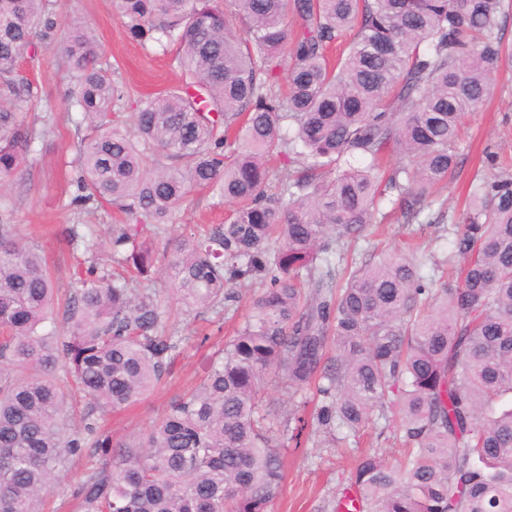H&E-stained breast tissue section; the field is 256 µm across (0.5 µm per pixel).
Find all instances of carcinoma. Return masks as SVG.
<instances>
[{"mask_svg": "<svg viewBox=\"0 0 512 512\" xmlns=\"http://www.w3.org/2000/svg\"><path fill=\"white\" fill-rule=\"evenodd\" d=\"M229 2L241 33L214 0H114L127 36L175 47L182 74L127 117L88 26L77 19L61 36L77 86L70 105L91 127L72 202L113 205L131 222L108 241L96 224L67 230L85 258L61 339L43 328L54 285L42 251L0 216V512H42L60 471L84 456L102 463L73 492L82 512H269L288 443L301 445L309 427L334 447L379 418L400 459L360 457L336 507L512 512V406L502 405L512 395V167L486 151L448 258L336 266L383 202L406 224L444 207L462 119L494 92L508 55L509 3ZM53 37L47 0H0L1 176L31 160L21 62ZM347 37L331 63L327 50ZM197 191L231 205L224 223L158 250ZM109 246L132 275L100 273ZM159 260L187 308L229 307L233 284L263 289L199 385L140 442L114 441L93 415L136 402L180 356L160 295L137 286ZM428 263L439 276L423 273ZM272 379L293 392L315 385L312 421L296 411L277 420L265 399ZM71 388L91 402L81 429L67 414Z\"/></svg>", "mask_w": 512, "mask_h": 512, "instance_id": "1", "label": "carcinoma"}]
</instances>
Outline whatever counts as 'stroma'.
I'll use <instances>...</instances> for the list:
<instances>
[{"mask_svg":"<svg viewBox=\"0 0 512 512\" xmlns=\"http://www.w3.org/2000/svg\"><path fill=\"white\" fill-rule=\"evenodd\" d=\"M50 2L58 27L68 26L78 18L91 28L113 79L126 91L122 112H134L142 97L165 92L178 82L179 72L172 55L131 41L115 16L112 0ZM22 68L36 94L37 127L43 135L35 144L31 166L0 181V210L11 211L17 234L39 242L54 283L64 292L71 284L76 254L64 234L65 228L96 224L108 238L120 217L107 205L83 210L70 204L74 191L69 184L70 163L76 155L78 139L87 134L88 128L81 114L69 106L75 81L61 67L55 44L48 41L40 45L34 55L23 60ZM487 147L512 163V58L504 62L493 95L463 120L459 164L448 188L443 223L385 225L382 240L387 252L409 254L421 247L440 259L450 254L453 237L448 229L464 206L469 184ZM260 291L257 281L236 287L238 300L226 310L188 311L173 299H165L164 321L182 338L181 355L172 373L134 407L100 416V424L116 440L138 442L164 415L171 400L197 386L206 358L221 348L228 337L230 318L245 314ZM374 452L398 459L392 433L368 429L359 445L349 448L324 447L316 440H303L300 447L288 451L282 491L271 512H334L343 478L360 455ZM96 465V458L88 456L68 463L59 482L45 494L43 512H78L72 492Z\"/></svg>","mask_w":512,"mask_h":512,"instance_id":"35a3bbf8","label":"stroma"}]
</instances>
